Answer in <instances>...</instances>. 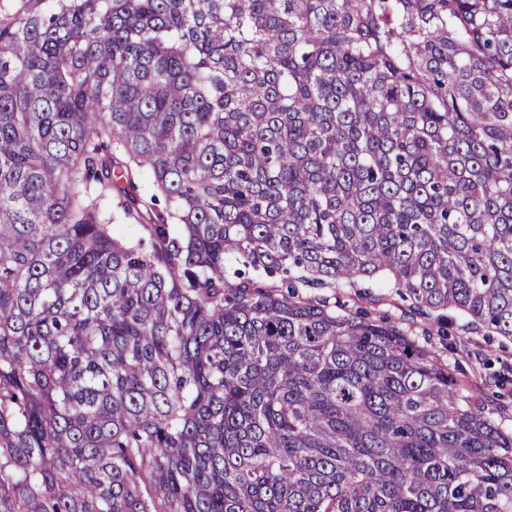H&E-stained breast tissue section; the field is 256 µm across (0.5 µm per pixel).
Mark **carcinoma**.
I'll list each match as a JSON object with an SVG mask.
<instances>
[{"instance_id":"obj_1","label":"carcinoma","mask_w":512,"mask_h":512,"mask_svg":"<svg viewBox=\"0 0 512 512\" xmlns=\"http://www.w3.org/2000/svg\"><path fill=\"white\" fill-rule=\"evenodd\" d=\"M280 272L512 338V0L0 11V512H512L440 355Z\"/></svg>"}]
</instances>
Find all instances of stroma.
<instances>
[{"label":"stroma","instance_id":"obj_1","mask_svg":"<svg viewBox=\"0 0 512 512\" xmlns=\"http://www.w3.org/2000/svg\"><path fill=\"white\" fill-rule=\"evenodd\" d=\"M364 297H357L354 289H337L318 286L304 287L305 295L312 297H337L344 303L388 315L402 327L412 328L416 340L423 345L435 347L448 353V360L455 366L458 378L466 380L477 406L485 415L512 430V395L502 394L489 378L492 371L512 367V341L502 338H487L483 331L455 325L448 340L427 335L429 321L426 316L411 308L409 302L391 293L390 289L375 283L365 286Z\"/></svg>","mask_w":512,"mask_h":512}]
</instances>
